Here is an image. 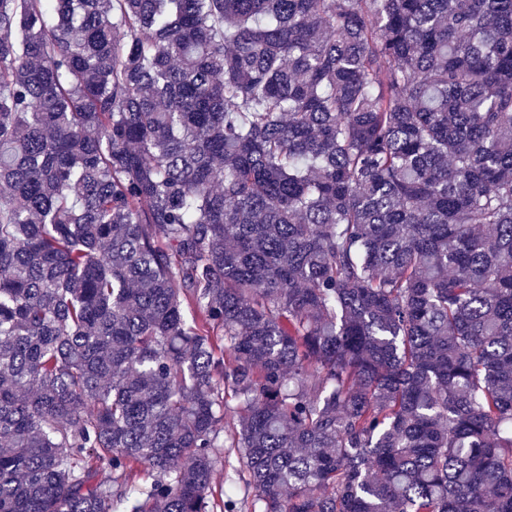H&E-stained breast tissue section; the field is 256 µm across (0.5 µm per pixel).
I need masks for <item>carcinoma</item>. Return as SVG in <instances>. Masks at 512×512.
<instances>
[{
  "instance_id": "cac0c4a2",
  "label": "carcinoma",
  "mask_w": 512,
  "mask_h": 512,
  "mask_svg": "<svg viewBox=\"0 0 512 512\" xmlns=\"http://www.w3.org/2000/svg\"><path fill=\"white\" fill-rule=\"evenodd\" d=\"M1 188L0 512H512V0H0Z\"/></svg>"
}]
</instances>
